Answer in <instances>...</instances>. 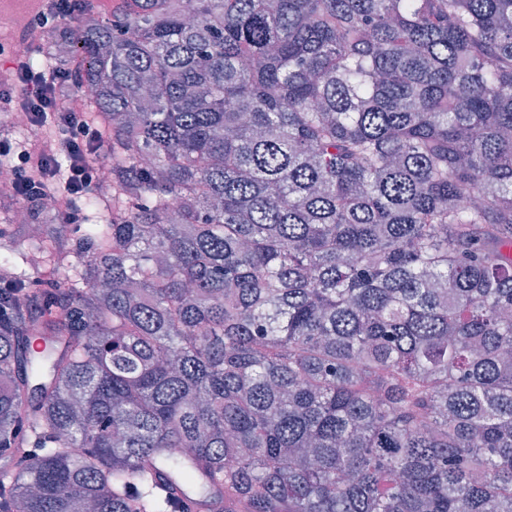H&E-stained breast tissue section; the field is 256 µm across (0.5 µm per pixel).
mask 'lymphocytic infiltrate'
Instances as JSON below:
<instances>
[{"mask_svg": "<svg viewBox=\"0 0 512 512\" xmlns=\"http://www.w3.org/2000/svg\"><path fill=\"white\" fill-rule=\"evenodd\" d=\"M70 78L65 70L33 68L25 54L13 55L11 67L0 72V112L25 113L32 131L0 147V167L12 174L0 197L33 205L56 191L60 220L76 224L78 199L98 186L94 158L103 135L78 99L61 95Z\"/></svg>", "mask_w": 512, "mask_h": 512, "instance_id": "f902f5d3", "label": "lymphocytic infiltrate"}]
</instances>
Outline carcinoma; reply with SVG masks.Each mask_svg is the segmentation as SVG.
<instances>
[{"instance_id": "obj_1", "label": "carcinoma", "mask_w": 512, "mask_h": 512, "mask_svg": "<svg viewBox=\"0 0 512 512\" xmlns=\"http://www.w3.org/2000/svg\"><path fill=\"white\" fill-rule=\"evenodd\" d=\"M68 21L112 218L0 259V512H512V0Z\"/></svg>"}]
</instances>
